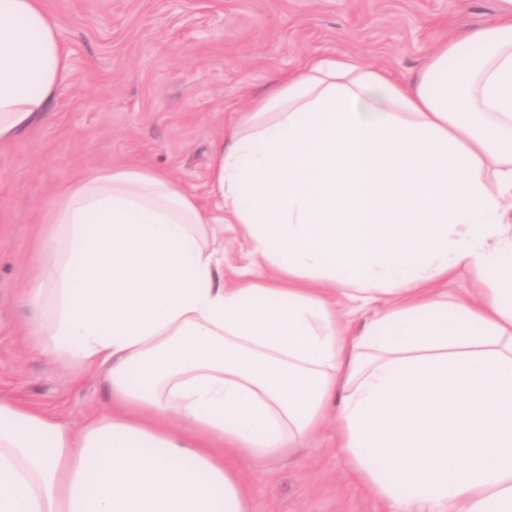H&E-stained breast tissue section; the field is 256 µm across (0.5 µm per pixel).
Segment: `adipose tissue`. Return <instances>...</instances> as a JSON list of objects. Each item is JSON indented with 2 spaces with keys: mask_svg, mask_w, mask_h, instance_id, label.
Listing matches in <instances>:
<instances>
[{
  "mask_svg": "<svg viewBox=\"0 0 512 512\" xmlns=\"http://www.w3.org/2000/svg\"><path fill=\"white\" fill-rule=\"evenodd\" d=\"M69 70L42 0H0V143ZM208 184L209 208L123 165L54 197L31 348L109 406L72 430L1 398L0 512H251L239 465L331 412L389 512H512V0L408 77L289 72L219 132ZM223 224L252 245L233 288ZM462 269L482 285L443 315ZM338 295L372 316L337 321Z\"/></svg>",
  "mask_w": 512,
  "mask_h": 512,
  "instance_id": "adipose-tissue-1",
  "label": "adipose tissue"
}]
</instances>
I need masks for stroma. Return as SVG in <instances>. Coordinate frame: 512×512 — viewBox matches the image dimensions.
<instances>
[{"label": "stroma", "mask_w": 512, "mask_h": 512, "mask_svg": "<svg viewBox=\"0 0 512 512\" xmlns=\"http://www.w3.org/2000/svg\"><path fill=\"white\" fill-rule=\"evenodd\" d=\"M501 0H44L72 67L50 112L0 144V396L71 428L108 404L92 373L26 347L25 272L53 195L113 165L166 172L209 204L212 143L276 79L321 54L402 76L441 41L488 23ZM252 512H382L355 483L336 419L304 451L244 466Z\"/></svg>", "instance_id": "35a3bbf8"}]
</instances>
